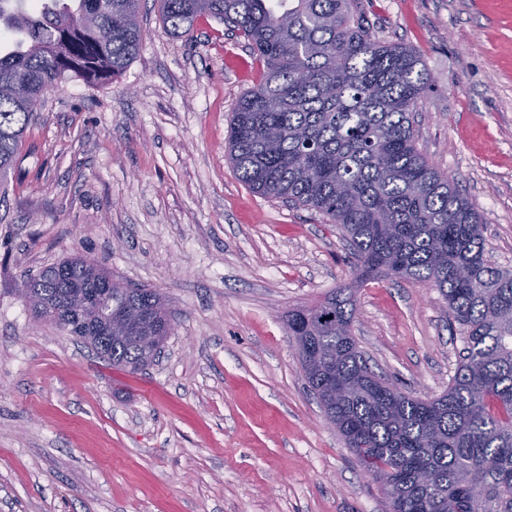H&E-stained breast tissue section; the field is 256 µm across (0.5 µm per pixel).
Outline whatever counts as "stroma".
Here are the masks:
<instances>
[{
    "instance_id": "1",
    "label": "stroma",
    "mask_w": 512,
    "mask_h": 512,
    "mask_svg": "<svg viewBox=\"0 0 512 512\" xmlns=\"http://www.w3.org/2000/svg\"><path fill=\"white\" fill-rule=\"evenodd\" d=\"M383 43L416 49L417 147L512 270V0H354ZM115 82L70 80L36 109L0 223V512H388L328 423L288 337L290 309L354 277L336 225L253 193L227 158L262 68L215 18L169 34L145 0ZM80 256L159 292L172 331L132 373L35 320L27 275ZM351 333L421 399L448 389L462 334L441 294L376 277Z\"/></svg>"
}]
</instances>
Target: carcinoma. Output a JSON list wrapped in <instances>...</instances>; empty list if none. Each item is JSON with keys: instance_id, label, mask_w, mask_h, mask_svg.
<instances>
[{"instance_id": "carcinoma-1", "label": "carcinoma", "mask_w": 512, "mask_h": 512, "mask_svg": "<svg viewBox=\"0 0 512 512\" xmlns=\"http://www.w3.org/2000/svg\"><path fill=\"white\" fill-rule=\"evenodd\" d=\"M160 8L172 34L215 17L247 40L263 75L233 113L228 158L251 190L322 213L350 246L353 280L288 311V336L308 337L300 368L362 467L385 479L390 512H512V271L487 262L480 215L417 148L414 112L428 83L420 55L375 40L351 0H160ZM140 9L141 0H0L1 190L45 93L124 73L141 44ZM61 265L98 287L85 259ZM378 276L424 284L448 302L465 347L443 395L387 386L360 352L354 288ZM24 287L38 299L35 316L68 331L54 314L67 293L56 266ZM112 304L167 315L157 291L116 280ZM100 352L132 372L150 362L130 339H107Z\"/></svg>"}]
</instances>
